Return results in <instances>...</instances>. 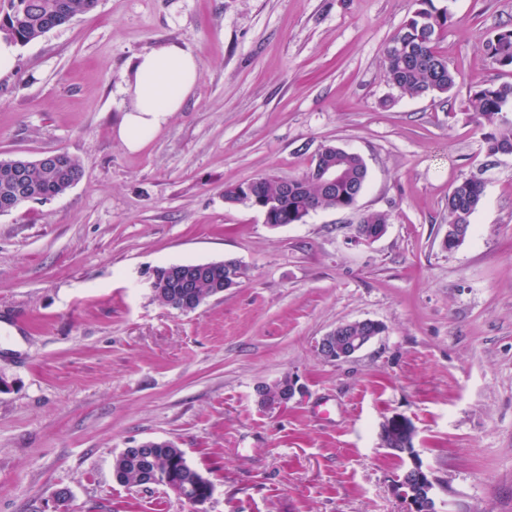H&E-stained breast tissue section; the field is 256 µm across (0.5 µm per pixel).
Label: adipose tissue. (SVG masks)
I'll use <instances>...</instances> for the list:
<instances>
[{
    "instance_id": "adipose-tissue-1",
    "label": "adipose tissue",
    "mask_w": 512,
    "mask_h": 512,
    "mask_svg": "<svg viewBox=\"0 0 512 512\" xmlns=\"http://www.w3.org/2000/svg\"><path fill=\"white\" fill-rule=\"evenodd\" d=\"M199 64L188 49L167 43L140 54L123 94L131 105L123 112L114 134L132 152L139 151L182 111L193 93Z\"/></svg>"
}]
</instances>
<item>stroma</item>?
Masks as SVG:
<instances>
[{
  "label": "stroma",
  "mask_w": 512,
  "mask_h": 512,
  "mask_svg": "<svg viewBox=\"0 0 512 512\" xmlns=\"http://www.w3.org/2000/svg\"><path fill=\"white\" fill-rule=\"evenodd\" d=\"M415 0H98L19 47L0 77V159L68 152L81 180L0 215V512H405L382 424L408 417L438 512H512V155L470 119L478 83L512 82L485 43L512 0H451L446 94L387 80L385 45ZM199 62L183 111L137 152L113 129L135 55L165 43ZM336 145L360 155L355 208L272 227L224 201L259 175H305ZM485 192L456 250L448 195ZM369 212L385 234L356 242ZM238 260L235 288L183 313L150 272ZM384 331L345 362L317 338ZM304 395L259 411L258 385ZM168 440L214 487L193 506L117 483L113 460ZM71 497L61 502L59 488Z\"/></svg>",
  "instance_id": "35a3bbf8"
}]
</instances>
